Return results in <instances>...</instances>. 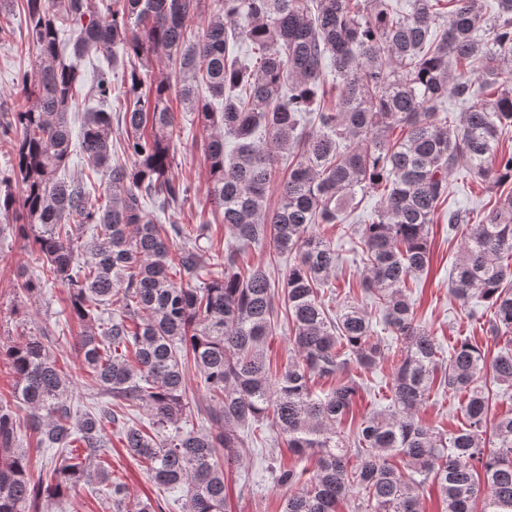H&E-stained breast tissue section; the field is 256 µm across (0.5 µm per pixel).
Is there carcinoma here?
<instances>
[{
  "label": "carcinoma",
  "mask_w": 512,
  "mask_h": 512,
  "mask_svg": "<svg viewBox=\"0 0 512 512\" xmlns=\"http://www.w3.org/2000/svg\"><path fill=\"white\" fill-rule=\"evenodd\" d=\"M495 3L490 13L482 0H216L207 13L205 0H0L2 16L22 9L36 48L34 72L17 76L25 104L0 122L21 187L0 188V218L40 255L43 279L67 283L88 386L112 399L74 410L72 375L44 332L0 345L37 438L34 455L16 447L20 418L0 401V512H43L93 480L117 512H163L168 500L140 501L112 479L109 426L162 491H183L185 512H227L224 466L265 430L312 464L271 468L288 489L284 512H422L429 483L444 512H512V410L489 419L488 387L512 388V342L490 361L466 337L445 353L406 294L430 264L451 174L512 181V152L499 148L512 131V0ZM93 53L106 65L88 77ZM115 92L125 100L116 145ZM450 98L470 103L454 121ZM174 99L211 130V209L164 231L147 204L181 211L188 200L172 173ZM82 100L93 106L74 124ZM76 152L86 173L68 180ZM360 192L377 202L351 224ZM212 224L228 239L207 264L200 239ZM338 224L361 277L335 312L326 295L340 255L325 230ZM448 234L461 243L450 293L490 310L491 336L512 333V195L478 222L448 211ZM266 240L270 262L291 258L279 286L248 260ZM41 280L19 275L16 294H37ZM370 306L403 349L389 354ZM283 319L295 357L274 368L267 342ZM388 358L387 404L345 429L368 392L361 373ZM190 378L214 405L186 427ZM316 379L330 386L318 393ZM436 386L457 402L453 431L419 418ZM139 411L148 424L133 420Z\"/></svg>",
  "instance_id": "cac0c4a2"
}]
</instances>
